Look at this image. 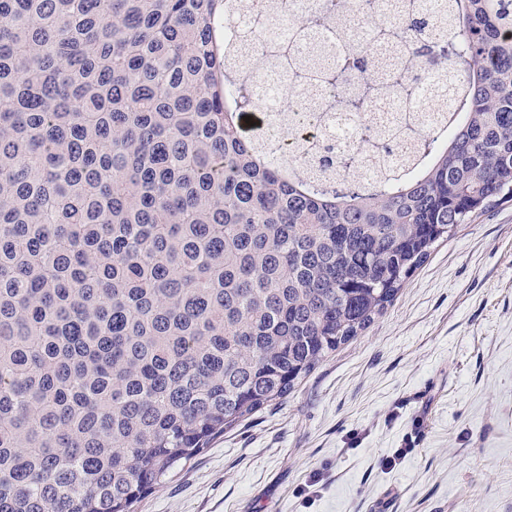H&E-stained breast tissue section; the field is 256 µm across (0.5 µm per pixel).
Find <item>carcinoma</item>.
<instances>
[{
  "label": "carcinoma",
  "mask_w": 512,
  "mask_h": 512,
  "mask_svg": "<svg viewBox=\"0 0 512 512\" xmlns=\"http://www.w3.org/2000/svg\"><path fill=\"white\" fill-rule=\"evenodd\" d=\"M232 0H0V512H134L211 441L366 330L460 224L512 201V0H453L448 29L324 0L286 17L308 84L370 113L448 87L414 179L317 183L243 131L255 84L213 22ZM393 26L411 68L331 60L342 14ZM315 173L403 160L367 120Z\"/></svg>",
  "instance_id": "cac0c4a2"
}]
</instances>
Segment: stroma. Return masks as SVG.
I'll use <instances>...</instances> for the list:
<instances>
[{"label": "stroma", "mask_w": 512, "mask_h": 512, "mask_svg": "<svg viewBox=\"0 0 512 512\" xmlns=\"http://www.w3.org/2000/svg\"><path fill=\"white\" fill-rule=\"evenodd\" d=\"M136 512H512V202Z\"/></svg>", "instance_id": "35a3bbf8"}]
</instances>
